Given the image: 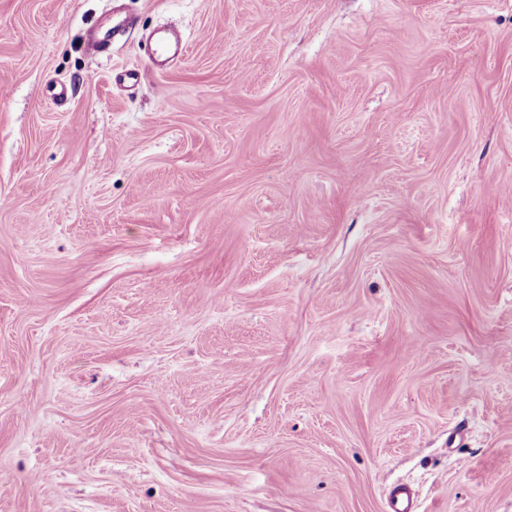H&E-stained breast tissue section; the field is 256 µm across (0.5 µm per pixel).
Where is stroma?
<instances>
[{"mask_svg":"<svg viewBox=\"0 0 512 512\" xmlns=\"http://www.w3.org/2000/svg\"><path fill=\"white\" fill-rule=\"evenodd\" d=\"M399 484L512 512V0H0V512Z\"/></svg>","mask_w":512,"mask_h":512,"instance_id":"35a3bbf8","label":"stroma"}]
</instances>
